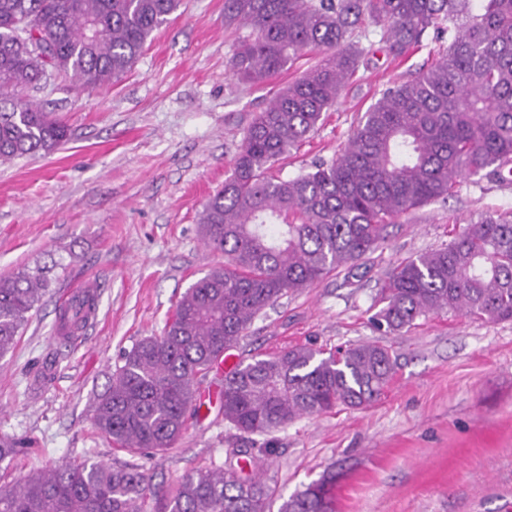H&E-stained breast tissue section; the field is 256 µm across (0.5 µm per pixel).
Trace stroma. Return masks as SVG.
I'll return each instance as SVG.
<instances>
[{
	"instance_id": "obj_1",
	"label": "stroma",
	"mask_w": 512,
	"mask_h": 512,
	"mask_svg": "<svg viewBox=\"0 0 512 512\" xmlns=\"http://www.w3.org/2000/svg\"><path fill=\"white\" fill-rule=\"evenodd\" d=\"M437 49L427 36L396 60L373 44L281 177L332 159L380 91L425 71ZM232 50L224 0H183L119 81L88 90L60 78L36 92L69 137L52 155L0 162V276L46 266L51 279L0 359V434L34 443L0 462V481L88 459L144 466L169 494L184 476L223 467L230 449L249 448L267 458V478L285 498L335 474L336 512H512V321L440 314L406 333L370 321L401 260L441 247L481 215L512 211V183L495 178L463 183L389 225L354 278L335 272L282 297L230 352L239 362L299 344L384 345L397 367L374 404L246 435L214 402L156 456L130 455L97 434L92 404L123 352L162 335L186 288L224 262L204 245L199 217L231 175L244 130L279 86L319 60L305 54L250 86L228 72ZM89 283L99 290L96 321L78 340L55 338L60 295Z\"/></svg>"
}]
</instances>
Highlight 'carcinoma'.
<instances>
[{
  "instance_id": "1",
  "label": "carcinoma",
  "mask_w": 512,
  "mask_h": 512,
  "mask_svg": "<svg viewBox=\"0 0 512 512\" xmlns=\"http://www.w3.org/2000/svg\"><path fill=\"white\" fill-rule=\"evenodd\" d=\"M181 0H0V161L48 156L67 139L31 93L66 76L97 89L127 73ZM394 57L428 32L448 36L420 76L385 88L336 157L288 179L273 173L302 145L355 74L367 25ZM27 30L26 40L15 32ZM234 35L229 70L258 84L308 52L321 60L278 89L239 145L232 174L209 197L200 234L224 265L194 282L160 336L122 357L92 405L94 427L131 455L164 454L198 411L194 382L291 291L350 270L387 225L470 179L512 173V0H224ZM48 268L0 277V358L47 294ZM374 324L407 332L433 314L512 320V215L485 214L445 247L403 259L386 276ZM92 295L60 309L77 331ZM397 365L375 343L342 355L295 345L240 362L224 377V421L270 434L302 416L362 408ZM28 442L0 436V462ZM266 460L235 448L225 467L185 476L158 508L152 475L133 466L61 463L0 483V512H333L328 481L281 499Z\"/></svg>"
}]
</instances>
